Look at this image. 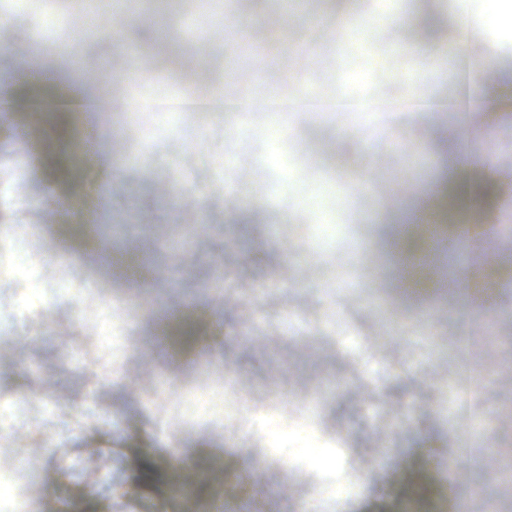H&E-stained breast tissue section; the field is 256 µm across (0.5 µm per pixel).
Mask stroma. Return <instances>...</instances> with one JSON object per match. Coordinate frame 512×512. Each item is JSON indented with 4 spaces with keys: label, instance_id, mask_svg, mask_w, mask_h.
<instances>
[{
    "label": "stroma",
    "instance_id": "35a3bbf8",
    "mask_svg": "<svg viewBox=\"0 0 512 512\" xmlns=\"http://www.w3.org/2000/svg\"><path fill=\"white\" fill-rule=\"evenodd\" d=\"M166 5L170 51L148 40L153 0H114L132 32L100 25L77 47L89 0H52L39 43L24 9L0 26L15 86L36 91L20 64L45 50L89 96L146 106L76 114L63 136L28 109L0 127V142L26 141V203L0 212V231L14 243L22 225L43 227L0 278V439L19 455L18 512H455L478 480L495 512H512L494 455L512 442V285L491 280L488 302L468 290L418 300L390 254L450 164L439 133L463 119L322 106L453 99L457 58L413 46L456 45L462 21L494 92L512 94V29L494 21L495 0ZM383 11L392 25L375 22ZM235 19L252 46L276 37L286 57L320 31L315 64H235L234 44L210 35ZM288 73L318 109L249 112L236 128L220 112L156 117L158 97L137 86L152 77L172 98L228 85L249 100ZM467 148L496 199L448 206V222L482 229L496 269H512V115L472 120ZM105 249L144 255L151 275L132 284ZM182 319L196 344L156 351ZM295 411L313 449L291 445Z\"/></svg>",
    "mask_w": 512,
    "mask_h": 512
}]
</instances>
